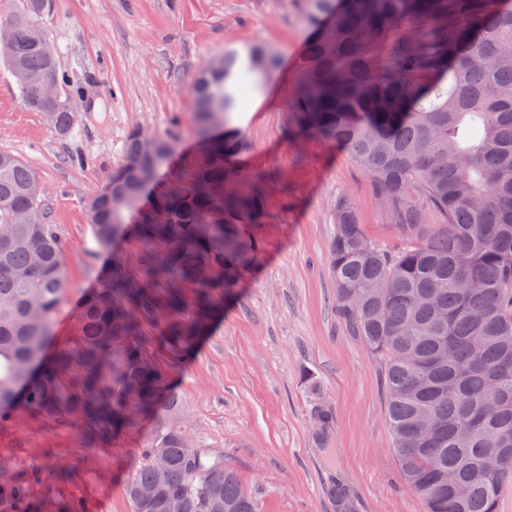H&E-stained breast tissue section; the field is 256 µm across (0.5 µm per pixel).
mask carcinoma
Returning <instances> with one entry per match:
<instances>
[{
    "mask_svg": "<svg viewBox=\"0 0 512 512\" xmlns=\"http://www.w3.org/2000/svg\"><path fill=\"white\" fill-rule=\"evenodd\" d=\"M0 19L1 56L24 104L43 109L37 83L66 81L41 26L45 0H16ZM309 35L289 102L299 131L343 145L373 181L404 245L369 240L345 197L334 204L329 272L349 332L379 361L384 414L406 483L426 512H498L512 476V0H306ZM276 64L255 47L228 51L193 84L197 164L144 209L139 237L153 248L148 279L168 284L164 308L184 306L195 288L197 318L168 330L174 355L204 328L215 296L248 261L240 225L264 209L262 174L238 175L245 146L230 123ZM77 105L52 112L66 135ZM139 129L127 137L108 183L125 200L92 202L97 242L106 247L139 207L171 144ZM240 181L225 190L229 178ZM420 195L439 215L434 228ZM35 172L0 151V416L17 411L86 422L106 440L139 416L155 420L145 463L129 478L132 512H258L255 495L201 444L187 451L182 393L147 356L141 332L159 304L116 264L77 311L78 347L43 359L66 288L63 250L47 224ZM79 369L73 383L65 380ZM311 410L331 413L304 374ZM499 470L487 475L483 459ZM20 493L0 482V512Z\"/></svg>",
    "mask_w": 512,
    "mask_h": 512,
    "instance_id": "carcinoma-1",
    "label": "carcinoma"
}]
</instances>
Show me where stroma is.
I'll return each mask as SVG.
<instances>
[{"mask_svg":"<svg viewBox=\"0 0 512 512\" xmlns=\"http://www.w3.org/2000/svg\"><path fill=\"white\" fill-rule=\"evenodd\" d=\"M305 0H48L42 24L78 103L71 132L53 134L24 105L0 62V151L19 156L43 188L47 221L64 246L68 288L51 325L47 354L73 347L79 301L113 261L143 277L152 249L135 232L99 247L91 223L94 194L122 158L128 133L170 139L174 149L143 197L162 192L190 169L195 135L191 87L229 49L262 46L279 59L250 95L236 123L246 143L238 170L269 177L259 223L243 228L254 249L236 285L216 300L205 332L182 358L163 333L195 316L187 305L144 321L147 354L168 368L184 401V428L224 456L255 492L259 512H338L333 484L349 491L355 512H425L404 481L384 416L378 361L336 314L328 274L333 203L348 197L365 235L388 247L400 240L370 178L348 151L298 135L288 108L307 39ZM311 371L332 414L325 439L301 375ZM150 418L107 444L84 422L63 424L28 412L0 420V476L41 512H131L124 488L142 462Z\"/></svg>","mask_w":512,"mask_h":512,"instance_id":"35a3bbf8","label":"stroma"}]
</instances>
